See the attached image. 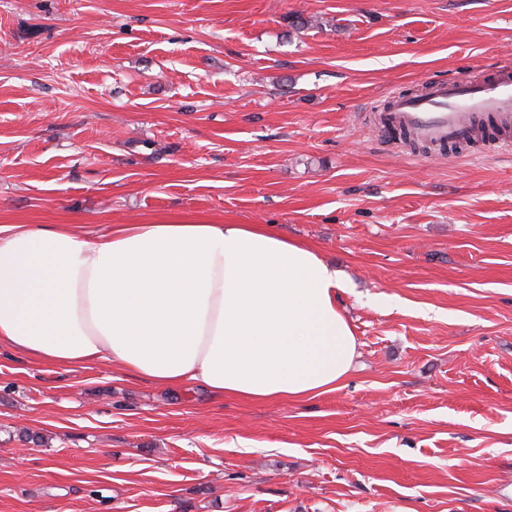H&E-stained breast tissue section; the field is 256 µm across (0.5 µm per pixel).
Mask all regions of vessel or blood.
<instances>
[{"mask_svg": "<svg viewBox=\"0 0 512 512\" xmlns=\"http://www.w3.org/2000/svg\"><path fill=\"white\" fill-rule=\"evenodd\" d=\"M388 104L392 128L430 143L469 142L478 137V116L512 126V75L443 80L413 96L395 91Z\"/></svg>", "mask_w": 512, "mask_h": 512, "instance_id": "obj_1", "label": "vessel or blood"}]
</instances>
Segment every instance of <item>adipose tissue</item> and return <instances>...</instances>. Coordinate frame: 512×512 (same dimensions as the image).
<instances>
[{
    "mask_svg": "<svg viewBox=\"0 0 512 512\" xmlns=\"http://www.w3.org/2000/svg\"><path fill=\"white\" fill-rule=\"evenodd\" d=\"M344 287L314 247L262 224L0 225V348L168 388L253 402L335 391L357 350Z\"/></svg>",
    "mask_w": 512,
    "mask_h": 512,
    "instance_id": "obj_1",
    "label": "adipose tissue"
}]
</instances>
